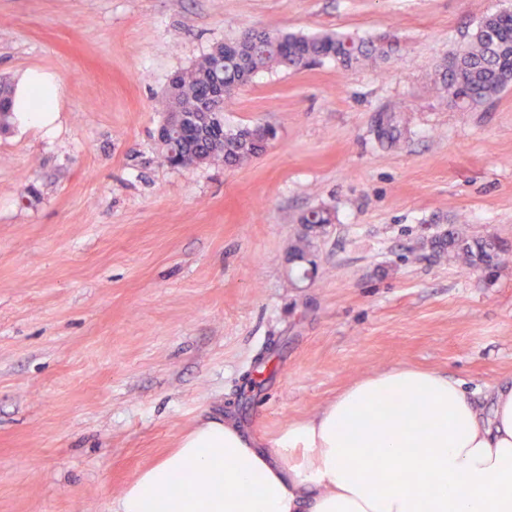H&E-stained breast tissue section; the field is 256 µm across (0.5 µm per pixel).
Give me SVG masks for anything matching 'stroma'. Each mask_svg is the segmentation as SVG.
Returning a JSON list of instances; mask_svg holds the SVG:
<instances>
[{
  "label": "stroma",
  "mask_w": 512,
  "mask_h": 512,
  "mask_svg": "<svg viewBox=\"0 0 512 512\" xmlns=\"http://www.w3.org/2000/svg\"><path fill=\"white\" fill-rule=\"evenodd\" d=\"M512 0H0V80L61 85L54 124L0 132V512H113L203 416L275 448L358 378L512 384V86L475 109L437 70ZM250 29L350 33L384 61L256 73L225 127L276 137L239 166L165 159L172 78ZM404 113L399 147L374 134ZM333 213L305 260L301 216ZM262 389L242 395L244 376ZM434 248L439 254L452 253L456 260L470 267L505 263L512 257V248L507 243L496 238L470 239L456 229H448V233L436 238Z\"/></svg>",
  "instance_id": "35a3bbf8"
}]
</instances>
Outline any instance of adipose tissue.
Wrapping results in <instances>:
<instances>
[{"label":"adipose tissue","instance_id":"adipose-tissue-1","mask_svg":"<svg viewBox=\"0 0 512 512\" xmlns=\"http://www.w3.org/2000/svg\"><path fill=\"white\" fill-rule=\"evenodd\" d=\"M60 88L22 72L12 110L48 126ZM400 393L406 410L379 409ZM479 409L460 380L396 366L360 378L273 450L237 424L203 417L178 448L144 469L113 512H512V385ZM431 416L429 426L410 411ZM181 483L174 496L166 488Z\"/></svg>","mask_w":512,"mask_h":512}]
</instances>
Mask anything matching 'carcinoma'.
I'll use <instances>...</instances> for the list:
<instances>
[{
  "instance_id": "obj_1",
  "label": "carcinoma",
  "mask_w": 512,
  "mask_h": 512,
  "mask_svg": "<svg viewBox=\"0 0 512 512\" xmlns=\"http://www.w3.org/2000/svg\"><path fill=\"white\" fill-rule=\"evenodd\" d=\"M512 43V13L485 16L467 46L466 54L448 64L439 73L440 90L455 105L474 108L512 85V58L504 49ZM388 49L351 34L327 32L316 36L295 33H272L260 30L249 44L229 41L205 55L191 68L178 74L165 93L163 107L171 114L178 107L183 112L180 128L167 131L168 122L161 125V133H169L167 149L171 159L185 168L200 166L217 160L229 166L240 165L260 155L266 149L256 129L245 127L224 129L222 109L201 116L196 111L202 89L218 80H224V89L244 85L261 69L286 67L303 69L324 59H332L352 69L364 62L384 58ZM11 85L0 82V130L10 125ZM377 139L389 146L398 145L407 133L401 113H387L386 126L375 129ZM331 214L313 209L300 218V223L320 228L331 223ZM440 254H452L459 262L470 266L505 263L512 257V248L496 238H468L457 230L434 240Z\"/></svg>"
}]
</instances>
